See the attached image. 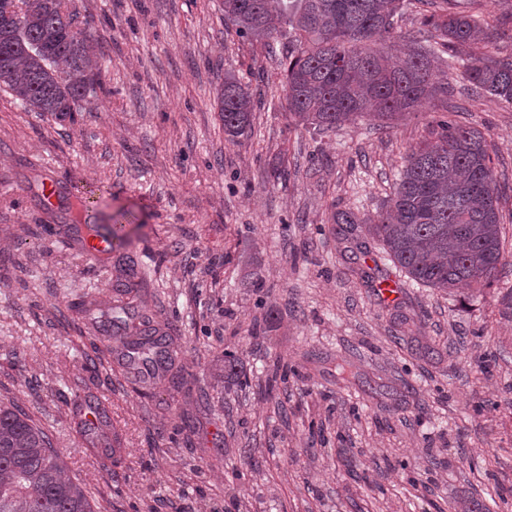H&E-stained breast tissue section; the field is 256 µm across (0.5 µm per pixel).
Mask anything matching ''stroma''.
I'll return each instance as SVG.
<instances>
[{"mask_svg":"<svg viewBox=\"0 0 512 512\" xmlns=\"http://www.w3.org/2000/svg\"><path fill=\"white\" fill-rule=\"evenodd\" d=\"M66 2L104 53L94 94L60 121L0 91V400L48 431L97 512H512V271L481 293L427 288L364 225L446 118L489 145L512 255V102L472 94L442 56L448 93L387 128L323 134L288 116L282 40L239 37L224 0ZM457 8L500 17L496 53L512 54V0ZM228 75L254 99L238 142L215 100ZM86 187L123 237L97 260L67 239ZM126 254L144 274L126 313L167 327L173 373L131 378L122 337L87 332L115 308ZM281 357L293 372L269 384ZM90 393L123 451L113 475L79 433Z\"/></svg>","mask_w":512,"mask_h":512,"instance_id":"stroma-1","label":"stroma"}]
</instances>
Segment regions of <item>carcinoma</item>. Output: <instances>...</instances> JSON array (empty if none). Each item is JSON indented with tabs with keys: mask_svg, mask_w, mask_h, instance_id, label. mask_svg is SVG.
Returning <instances> with one entry per match:
<instances>
[{
	"mask_svg": "<svg viewBox=\"0 0 512 512\" xmlns=\"http://www.w3.org/2000/svg\"><path fill=\"white\" fill-rule=\"evenodd\" d=\"M423 6V44L402 63L370 48L394 28L403 0H224V21L262 46L293 24L284 55L289 115L329 133L369 117L391 124L448 88L437 83L430 58L467 51L462 78L476 91L512 102V55L489 48L499 28L463 12ZM98 43L75 28L63 0H0V89L29 112L64 120L94 89ZM224 136L237 141L252 128L251 93L224 78L217 93ZM412 148L393 197L367 224L390 260L414 282L448 292L461 285L489 289L512 263L502 250L500 196L484 136L452 121ZM95 190L81 192L87 230L98 232ZM93 334L131 337L123 365L166 368L169 337L150 321H102ZM116 473L123 449L91 448ZM0 512H94L80 483L63 475L48 433L10 401H0Z\"/></svg>",
	"mask_w": 512,
	"mask_h": 512,
	"instance_id": "obj_1",
	"label": "carcinoma"
}]
</instances>
